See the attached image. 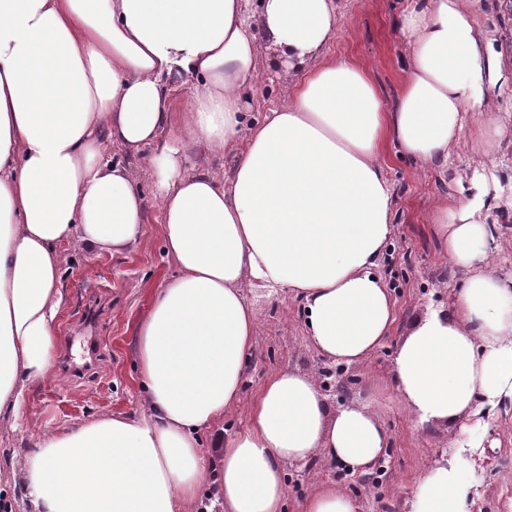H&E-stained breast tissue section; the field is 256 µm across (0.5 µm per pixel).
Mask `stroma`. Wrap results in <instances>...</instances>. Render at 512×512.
Instances as JSON below:
<instances>
[{
	"label": "stroma",
	"instance_id": "obj_1",
	"mask_svg": "<svg viewBox=\"0 0 512 512\" xmlns=\"http://www.w3.org/2000/svg\"><path fill=\"white\" fill-rule=\"evenodd\" d=\"M405 5L406 0H338L341 30L327 49L328 55L350 58L366 68L389 104L398 96L404 77L406 54L396 19ZM293 75L276 47L264 49L256 73L241 91L247 120H257L263 112L283 105ZM480 154V145L469 141L444 169L390 160L387 177L396 195L394 236L380 272L395 301L393 340L365 362L347 368L353 399L368 403L392 435L386 467L368 482L346 474L332 462L291 466L285 512H302L304 498L326 478L342 484L355 500L357 512H404L416 479L447 452L454 429L416 427L393 385V341L428 308L448 305L457 275L428 216L436 200L454 192L456 175L469 174ZM131 167L144 194L145 234L133 248L113 255L66 251L56 349L69 351L73 364L85 366L86 372L77 377L66 372L61 362H54L48 374L30 386L18 425L0 421V489L13 491L20 481L31 438L98 416L123 413L136 417L146 408L133 354L136 328L155 288L176 277L179 270L163 250L162 215L147 168L139 159L132 160ZM243 292L253 309L256 331L238 401L225 411L213 433L203 436L210 473L219 466L211 439L225 440L248 427L252 407L270 378L287 370L315 377L328 365L308 341L299 304L291 295L272 294L249 283ZM90 306L98 311V334L103 339L94 355L74 334ZM487 437L498 445L485 449L472 473L479 492L475 512H512L511 405L489 419Z\"/></svg>",
	"mask_w": 512,
	"mask_h": 512
}]
</instances>
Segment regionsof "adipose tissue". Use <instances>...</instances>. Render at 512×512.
<instances>
[{
    "label": "adipose tissue",
    "instance_id": "adipose-tissue-1",
    "mask_svg": "<svg viewBox=\"0 0 512 512\" xmlns=\"http://www.w3.org/2000/svg\"><path fill=\"white\" fill-rule=\"evenodd\" d=\"M473 4L408 0L404 79L388 107L364 69L326 55L336 0H260L257 29L242 0H0V418L18 417L54 362L65 247L119 252L144 234L126 156L148 155L179 267L136 329L148 413L39 436L23 469L31 512H184L197 499L202 435L238 400L254 339L244 282L297 299L331 361L359 364L384 344L395 320L378 272L394 232L388 154L443 167L464 139L486 161L501 146L487 101L512 81V58ZM266 41L299 69L287 104L249 124L240 89ZM185 76L195 83L175 127L170 92ZM474 112L485 118L471 129ZM197 145L234 152L226 185L191 168ZM486 161L429 214L459 280L395 351L412 422L459 428L405 512H473L464 456L512 404V271L494 263L493 218L512 184L489 188ZM390 444L367 403L329 413L313 377L281 372L221 450L223 512H283L289 466L318 459L365 474Z\"/></svg>",
    "mask_w": 512,
    "mask_h": 512
}]
</instances>
